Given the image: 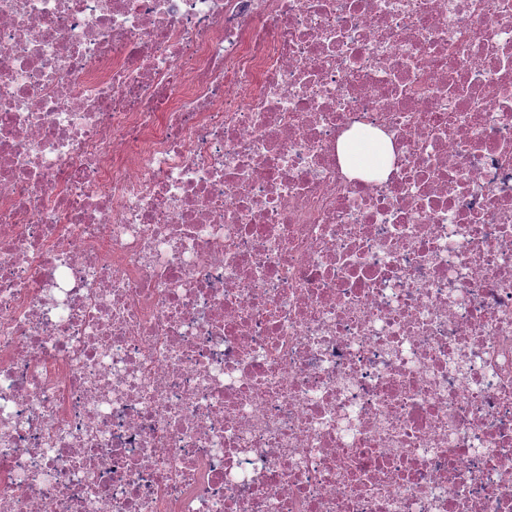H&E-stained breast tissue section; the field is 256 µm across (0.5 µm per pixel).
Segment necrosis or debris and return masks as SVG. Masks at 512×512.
<instances>
[{
    "mask_svg": "<svg viewBox=\"0 0 512 512\" xmlns=\"http://www.w3.org/2000/svg\"><path fill=\"white\" fill-rule=\"evenodd\" d=\"M0 512H512V0H0ZM391 152L390 140L381 132L369 136L346 133L338 141V154L344 167L359 177H365L368 169L383 168ZM369 154V159H361Z\"/></svg>",
    "mask_w": 512,
    "mask_h": 512,
    "instance_id": "4bbe7bcc",
    "label": "necrosis or debris"
}]
</instances>
